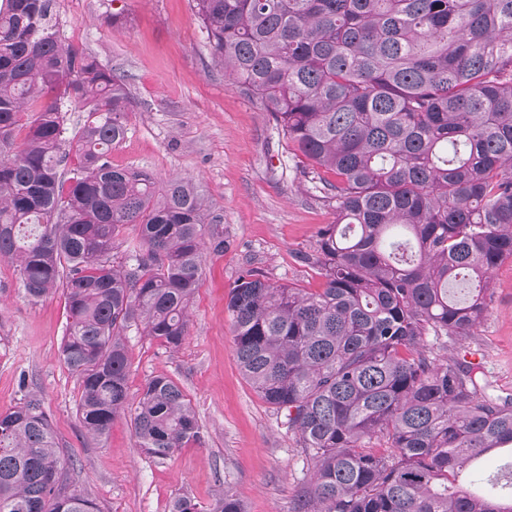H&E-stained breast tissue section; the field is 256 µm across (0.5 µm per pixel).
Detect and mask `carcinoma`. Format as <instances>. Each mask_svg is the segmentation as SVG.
I'll list each match as a JSON object with an SVG mask.
<instances>
[{
    "mask_svg": "<svg viewBox=\"0 0 512 512\" xmlns=\"http://www.w3.org/2000/svg\"><path fill=\"white\" fill-rule=\"evenodd\" d=\"M193 7L224 76L332 175L336 222L303 256L321 286L247 269L226 305L243 376L314 463L297 512H512V395L434 355L473 335L512 259V0ZM131 106L127 75L60 39L56 0H0V261L33 300L63 288L85 432L128 413L139 447L166 459L201 428L166 376L130 400L124 336L140 325L181 345L203 228L224 215L191 178L159 187L112 165ZM70 110L86 113L72 138ZM129 224L141 248L118 258ZM503 450L501 478H484L478 463ZM61 463L37 396L0 413V512H99L53 493ZM210 512L244 506L226 487Z\"/></svg>",
    "mask_w": 512,
    "mask_h": 512,
    "instance_id": "cac0c4a2",
    "label": "carcinoma"
}]
</instances>
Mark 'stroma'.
Listing matches in <instances>:
<instances>
[{"mask_svg": "<svg viewBox=\"0 0 512 512\" xmlns=\"http://www.w3.org/2000/svg\"><path fill=\"white\" fill-rule=\"evenodd\" d=\"M60 38L129 77L128 135L113 165L145 169L158 183L193 178L224 215L204 228L200 285L181 346L166 349L129 329L127 388L138 397L156 375L184 391L202 439L169 458L147 455L129 416L103 439L88 436L76 405L79 382L60 357L67 323L62 293L37 301L14 264L0 262V413L28 393L41 396L59 442L69 487L100 512H168L187 495L209 512L232 487L246 512H296L312 463L283 415L243 377L226 311L230 288L257 268L272 281L316 288L303 262L317 230L336 215L308 162L274 128L271 113L232 87L209 52L191 0H57ZM119 12L121 24L110 16ZM224 246L214 249L213 237ZM492 296L476 336L437 346L439 356L479 366L491 392L512 394V259L493 272Z\"/></svg>", "mask_w": 512, "mask_h": 512, "instance_id": "obj_1", "label": "stroma"}]
</instances>
